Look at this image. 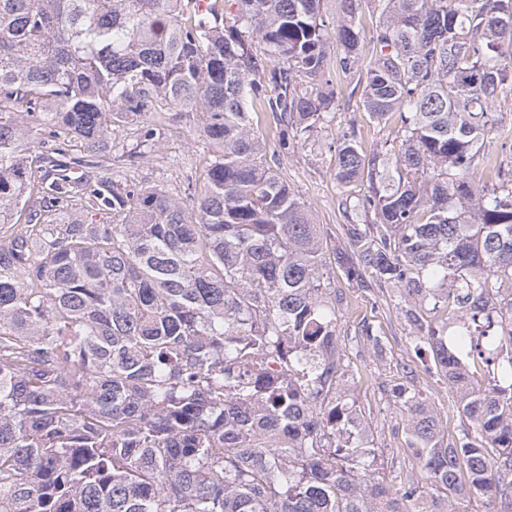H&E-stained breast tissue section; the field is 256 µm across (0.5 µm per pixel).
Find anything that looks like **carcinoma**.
<instances>
[{
    "label": "carcinoma",
    "instance_id": "1",
    "mask_svg": "<svg viewBox=\"0 0 512 512\" xmlns=\"http://www.w3.org/2000/svg\"><path fill=\"white\" fill-rule=\"evenodd\" d=\"M362 2L329 26L321 0H0V512L512 508V163L470 181L512 101V0H377L363 108L400 128L370 154L353 129L331 145V267L252 112L279 116L280 151L316 145L331 69L361 71ZM182 109L215 151L189 201L102 168L112 127L140 125L133 163L154 114ZM335 267L397 287L411 345L459 393L450 442L420 391L391 388L425 484L375 477ZM360 344L382 358L372 325Z\"/></svg>",
    "mask_w": 512,
    "mask_h": 512
}]
</instances>
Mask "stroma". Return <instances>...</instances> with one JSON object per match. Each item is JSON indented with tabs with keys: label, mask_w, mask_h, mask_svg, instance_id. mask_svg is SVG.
<instances>
[{
	"label": "stroma",
	"mask_w": 512,
	"mask_h": 512,
	"mask_svg": "<svg viewBox=\"0 0 512 512\" xmlns=\"http://www.w3.org/2000/svg\"><path fill=\"white\" fill-rule=\"evenodd\" d=\"M338 92L332 122L319 134L320 147L298 145L280 152L277 120L272 112H258L254 132L262 138L269 155L277 156L279 172L304 202L315 223L323 227L328 246L342 243L341 226L346 219L339 206L342 187L336 182L334 155L326 144L338 131L354 127L365 151L382 146L393 129L379 130L362 107V84L357 78L334 74ZM164 134L158 149L137 163H129L119 153L113 154V170L125 173L143 186L158 185L177 196H187L189 182L195 181L201 165L212 149L199 135V118L187 112H169L163 117ZM346 300L337 310V338L346 356L341 362L348 394L360 409L368 434L379 453L378 475L389 486H398L401 478L411 475L424 479L418 459L409 446L410 437L401 414L399 401L389 395L388 387L398 380L413 381L428 403L440 413L449 439H457L467 427L466 417L456 408L458 393L447 378L428 373L409 340V330L398 307L397 290L392 286L361 287L335 277ZM372 323L384 339L382 360L371 361L359 355L357 329L361 322Z\"/></svg>",
	"instance_id": "obj_1"
}]
</instances>
